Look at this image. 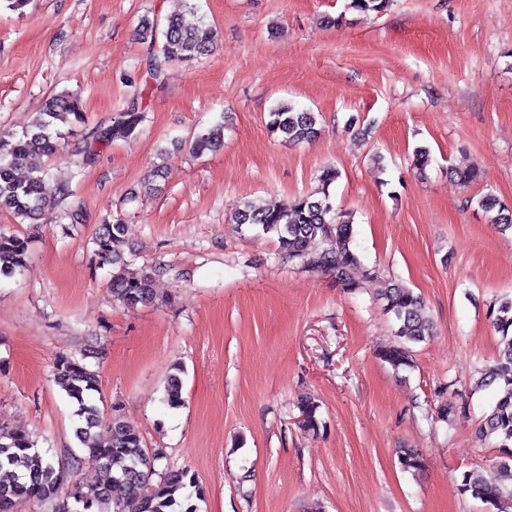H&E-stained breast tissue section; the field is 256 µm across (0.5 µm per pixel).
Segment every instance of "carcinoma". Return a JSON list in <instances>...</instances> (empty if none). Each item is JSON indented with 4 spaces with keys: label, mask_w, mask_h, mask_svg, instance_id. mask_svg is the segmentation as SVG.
Segmentation results:
<instances>
[{
    "label": "carcinoma",
    "mask_w": 512,
    "mask_h": 512,
    "mask_svg": "<svg viewBox=\"0 0 512 512\" xmlns=\"http://www.w3.org/2000/svg\"><path fill=\"white\" fill-rule=\"evenodd\" d=\"M387 5L388 0H349L347 8L379 13ZM137 36L150 48L147 74L156 82L164 80L172 62L205 56L216 43V32L210 25L202 20L189 23L182 15L166 17L161 26L145 17L139 23ZM143 93L139 90L112 124L90 129L81 150L85 163L95 160L93 146L137 134L144 119ZM270 117V131L283 135L290 143L309 142L318 135V115L290 102L277 103ZM60 123H87L78 97L68 93L53 95L22 132L0 134V210L11 212L22 222L34 221L51 199L68 193L66 187L51 182L46 167V162L61 150L62 133L57 129ZM221 143L222 127L216 125L194 132L189 150L200 155L216 150ZM338 178L336 168L325 167L312 194L274 208H255L243 202L235 209L233 221L275 234L282 261L307 272L328 274L342 287L353 290L359 287L357 270H363L367 278L376 276V270L362 269L354 247L353 215L338 211L333 205L331 187ZM479 204L488 212L496 211L493 223L501 232L512 231L511 206L493 195L483 197ZM124 235L125 224L119 216L110 224L100 225L93 240L96 255L102 262L112 264L113 299L130 307L150 304L155 298L156 271L128 269ZM27 254V238L0 229V276L8 277L23 268ZM381 299L385 310L399 324L398 342L378 350L377 355L396 370L408 367L412 362L408 344L421 343L432 335V319L421 297L406 287L390 284ZM490 315L495 330L501 333L502 348L481 372L480 386L493 389L495 401L479 430L483 436L497 439L496 466L512 481V300L493 304ZM53 369L56 383L76 405L80 426L75 435L84 449L85 460L96 473L93 481L73 484L68 500L59 504L56 512H198L202 490L195 475L187 469H157L156 462L164 458L163 449L148 450L139 430L125 421L120 406H112L108 440L97 438L95 429L101 424L100 409L94 401V393L99 391L97 371L68 354L57 355ZM181 373V367H174L165 386L164 403L173 409L183 404ZM398 461L402 470L410 473L419 472L424 466L422 454L415 448L400 449ZM0 473V512H11L14 498L19 496L40 504L53 502L67 478V471L41 455L22 429L0 431ZM152 479L156 480L152 495L133 493L137 485ZM459 490L498 512H505V505L512 500V487L489 482L478 467L463 473Z\"/></svg>",
    "instance_id": "obj_1"
}]
</instances>
